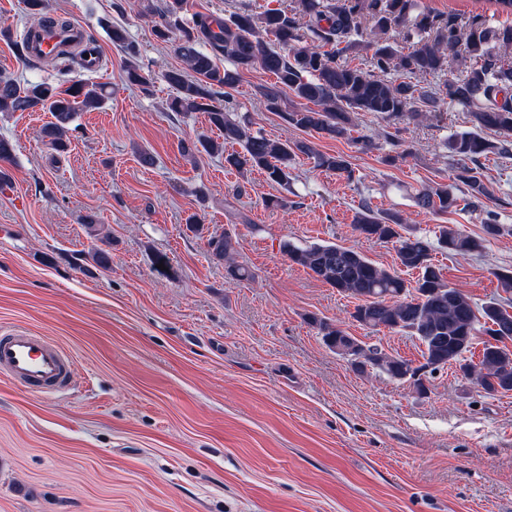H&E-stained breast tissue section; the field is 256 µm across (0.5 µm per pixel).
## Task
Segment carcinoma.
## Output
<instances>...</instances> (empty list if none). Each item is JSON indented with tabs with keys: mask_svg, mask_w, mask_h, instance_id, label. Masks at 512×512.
Here are the masks:
<instances>
[{
	"mask_svg": "<svg viewBox=\"0 0 512 512\" xmlns=\"http://www.w3.org/2000/svg\"><path fill=\"white\" fill-rule=\"evenodd\" d=\"M26 2L33 20L31 31L65 25L63 20L46 16L45 0ZM186 2L165 0L160 22L153 26V34L172 44L187 67L162 75L177 91L169 99L168 109L205 113L222 140L201 137L185 142V155H222L225 167L241 175L259 169L271 184L284 190L292 179L290 162L300 153L313 158L320 169L352 175L345 155L319 152L306 141L288 143L254 133L245 119L231 116L229 102L217 103L222 90L236 83L239 72L260 68L275 77L260 90L263 108L279 113L289 126L323 138L348 137L353 114L368 112L385 122L377 139L397 148L401 146L400 130L391 128L392 122L409 115H430L447 100L461 106L469 112L472 130L441 143L448 157L461 163L455 183L425 187L416 194L415 202L432 213L452 211L459 202L455 193L459 182L467 187L469 205L479 207L489 197V187L466 162L475 164L481 157L512 151L508 140L512 135V61L504 55L512 49V24L494 25L481 13H435L417 0H292L288 8L262 12L254 11L249 0H237L225 17L197 13L186 26L181 20ZM396 28L404 40L413 41L406 52L390 41L389 33ZM108 33L129 58L126 83L149 90L150 74L136 62L140 56L137 43L122 26L114 25ZM368 48L372 50L370 67L351 63V54ZM219 56L232 68L220 69L215 62ZM392 72L404 79L387 78ZM426 76L436 81H422ZM109 95L103 84L75 81L61 91L47 82L22 87L6 78L0 79V112H50L52 120L43 127L42 138L64 149L77 114L100 108ZM289 95L298 99V104L286 110L283 105ZM486 131L504 138L488 139ZM234 144L242 151L227 152L226 146ZM482 224L481 236L456 225H441L432 243L422 236L402 234L406 224L400 213L361 207L354 229L366 239L393 244L399 267L417 273L412 284L397 270L374 264L352 247L286 241L282 250L293 264L337 292L360 300L351 317L361 326L404 333L423 346V362L417 365L376 345L358 347L356 352L367 358L373 371L408 382L424 395L429 376L454 365L469 370L465 380L496 396L512 392V271L493 272L497 296L479 305L450 286L442 268L433 261L437 247L456 255H475L483 251L486 238L512 233L490 210ZM206 245L208 256L224 263L232 279L253 278L249 266L238 261L240 242L235 234L210 232ZM80 257L101 269L112 262L110 252L102 248ZM308 320L330 350L339 347L337 355H344L351 336L314 315ZM478 340L482 350L475 362L467 354Z\"/></svg>",
	"mask_w": 512,
	"mask_h": 512,
	"instance_id": "1",
	"label": "carcinoma"
}]
</instances>
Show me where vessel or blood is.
Instances as JSON below:
<instances>
[{
    "label": "vessel or blood",
    "instance_id": "b4317fda",
    "mask_svg": "<svg viewBox=\"0 0 512 512\" xmlns=\"http://www.w3.org/2000/svg\"><path fill=\"white\" fill-rule=\"evenodd\" d=\"M83 34L84 27L77 22L44 29L29 42L27 57L32 61L64 57ZM73 365L71 355L45 336L22 328L0 330V375L29 392L64 390L71 381Z\"/></svg>",
    "mask_w": 512,
    "mask_h": 512
}]
</instances>
